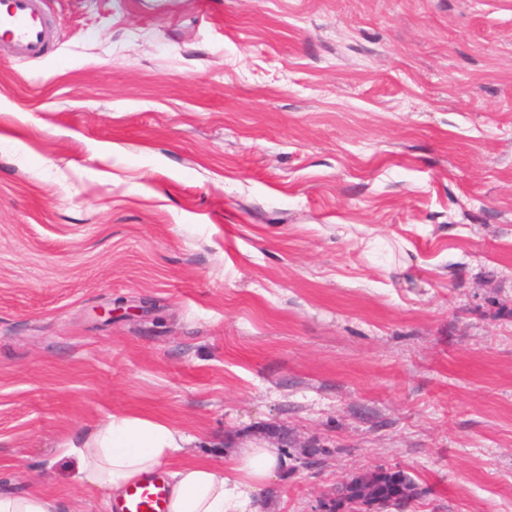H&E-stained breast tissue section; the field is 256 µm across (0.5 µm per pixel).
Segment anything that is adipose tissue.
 Returning <instances> with one entry per match:
<instances>
[{"instance_id":"1","label":"adipose tissue","mask_w":512,"mask_h":512,"mask_svg":"<svg viewBox=\"0 0 512 512\" xmlns=\"http://www.w3.org/2000/svg\"><path fill=\"white\" fill-rule=\"evenodd\" d=\"M187 439L166 423L141 416L112 417L79 443L66 444L74 457L73 480L121 497L146 474L169 470V512H261L270 482L286 466L280 448L252 442L238 449L230 468L185 459Z\"/></svg>"}]
</instances>
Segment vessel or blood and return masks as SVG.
Segmentation results:
<instances>
[{
	"mask_svg": "<svg viewBox=\"0 0 512 512\" xmlns=\"http://www.w3.org/2000/svg\"><path fill=\"white\" fill-rule=\"evenodd\" d=\"M10 40L16 53L27 59L46 54L51 31L44 0H7L0 10V41ZM168 488L158 475L144 476L126 492L120 512H168Z\"/></svg>",
	"mask_w": 512,
	"mask_h": 512,
	"instance_id": "b4317fda",
	"label": "vessel or blood"
}]
</instances>
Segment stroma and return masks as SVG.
I'll list each match as a JSON object with an SVG mask.
<instances>
[{
  "label": "stroma",
  "instance_id": "obj_1",
  "mask_svg": "<svg viewBox=\"0 0 512 512\" xmlns=\"http://www.w3.org/2000/svg\"><path fill=\"white\" fill-rule=\"evenodd\" d=\"M0 42V491L110 512L127 414L266 512H512V0H46ZM0 12V41L9 39L16 53L27 59L40 58L51 46V31L44 0H5ZM411 488L410 479L400 470H381L365 477H355L340 489V498L356 505L371 506L370 502L379 501L381 505L390 503L392 497L398 508L404 507Z\"/></svg>",
  "mask_w": 512,
  "mask_h": 512
}]
</instances>
